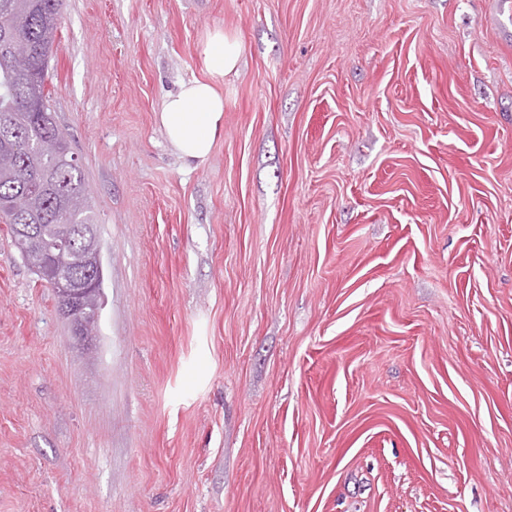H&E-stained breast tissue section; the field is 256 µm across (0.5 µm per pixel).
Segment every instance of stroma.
I'll use <instances>...</instances> for the list:
<instances>
[{
	"label": "stroma",
	"mask_w": 512,
	"mask_h": 512,
	"mask_svg": "<svg viewBox=\"0 0 512 512\" xmlns=\"http://www.w3.org/2000/svg\"><path fill=\"white\" fill-rule=\"evenodd\" d=\"M56 46L103 305L84 345L0 223V512H512L507 0H65ZM201 54L208 79L181 83L166 97L159 114L170 146L187 164L204 163L224 130V95L218 87L235 71L240 46L224 30L215 29L202 41Z\"/></svg>",
	"instance_id": "1"
}]
</instances>
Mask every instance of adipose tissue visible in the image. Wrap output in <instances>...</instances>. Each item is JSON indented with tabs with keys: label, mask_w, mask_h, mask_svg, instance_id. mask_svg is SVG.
<instances>
[{
	"label": "adipose tissue",
	"mask_w": 512,
	"mask_h": 512,
	"mask_svg": "<svg viewBox=\"0 0 512 512\" xmlns=\"http://www.w3.org/2000/svg\"><path fill=\"white\" fill-rule=\"evenodd\" d=\"M208 78L181 83L163 102L159 120L172 149L189 164H201L210 155L224 128V95L219 89L225 75L235 71L238 42L215 29L201 43Z\"/></svg>",
	"instance_id": "1"
}]
</instances>
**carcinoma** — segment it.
Here are the masks:
<instances>
[{
	"label": "carcinoma",
	"mask_w": 512,
	"mask_h": 512,
	"mask_svg": "<svg viewBox=\"0 0 512 512\" xmlns=\"http://www.w3.org/2000/svg\"><path fill=\"white\" fill-rule=\"evenodd\" d=\"M63 7L64 0H0V222L9 225L22 260L42 267L46 283L57 263L25 251L17 226L43 224L46 237L54 239L96 222L91 199L82 196L86 181L81 166L65 162L71 149L53 130L46 91ZM14 41L31 47L27 75L16 73L9 63L8 47ZM80 249V239L73 238L63 262L77 278L83 276Z\"/></svg>",
	"instance_id": "1"
}]
</instances>
